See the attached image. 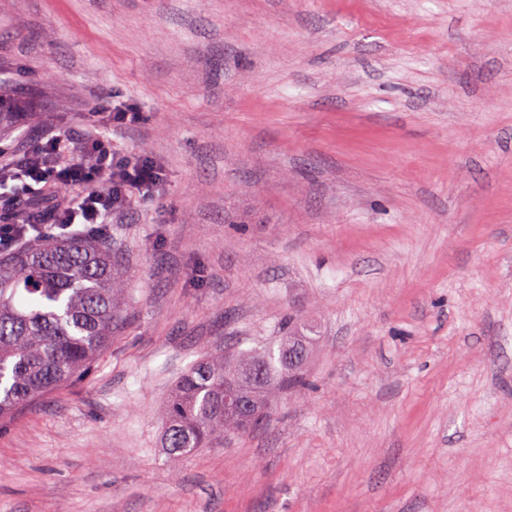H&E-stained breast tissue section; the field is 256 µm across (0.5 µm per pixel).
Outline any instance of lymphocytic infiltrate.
<instances>
[{"instance_id":"lymphocytic-infiltrate-1","label":"lymphocytic infiltrate","mask_w":512,"mask_h":512,"mask_svg":"<svg viewBox=\"0 0 512 512\" xmlns=\"http://www.w3.org/2000/svg\"><path fill=\"white\" fill-rule=\"evenodd\" d=\"M44 146L22 161L24 176L35 185L64 183L77 192L60 209L41 212L38 220L18 219L27 207L22 196L6 199L0 209V250L52 229L60 235H80L112 223L114 217L158 194L161 166L110 146L102 132L87 136L58 129L45 136Z\"/></svg>"}]
</instances>
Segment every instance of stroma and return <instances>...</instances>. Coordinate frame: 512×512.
<instances>
[{
    "mask_svg": "<svg viewBox=\"0 0 512 512\" xmlns=\"http://www.w3.org/2000/svg\"><path fill=\"white\" fill-rule=\"evenodd\" d=\"M0 158L103 98L164 168L108 348L0 421V512H512V0H0ZM311 388L171 465L204 351ZM141 109L135 103L129 100H121L119 96L112 95L101 101L97 116L107 114L112 115V125L114 123L126 126H133L139 122Z\"/></svg>",
    "mask_w": 512,
    "mask_h": 512,
    "instance_id": "stroma-1",
    "label": "stroma"
}]
</instances>
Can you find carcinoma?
<instances>
[{
  "label": "carcinoma",
  "mask_w": 512,
  "mask_h": 512,
  "mask_svg": "<svg viewBox=\"0 0 512 512\" xmlns=\"http://www.w3.org/2000/svg\"><path fill=\"white\" fill-rule=\"evenodd\" d=\"M112 248L92 237H37L0 255V418L85 374L112 340L124 282ZM305 325L295 320L274 349L255 357L206 352L187 366L167 408L162 445L172 463L228 436L251 431L225 397H252L270 414L272 387L304 383L303 370L288 363ZM260 367L257 386L252 371Z\"/></svg>",
  "instance_id": "carcinoma-1"
}]
</instances>
